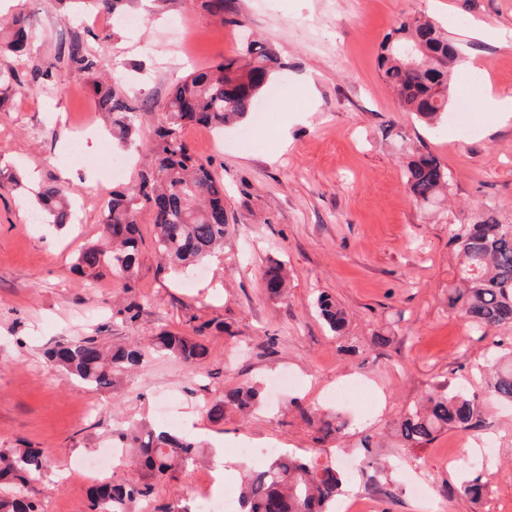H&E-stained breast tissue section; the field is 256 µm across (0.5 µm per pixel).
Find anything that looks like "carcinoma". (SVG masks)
I'll use <instances>...</instances> for the list:
<instances>
[{"instance_id": "obj_1", "label": "carcinoma", "mask_w": 512, "mask_h": 512, "mask_svg": "<svg viewBox=\"0 0 512 512\" xmlns=\"http://www.w3.org/2000/svg\"><path fill=\"white\" fill-rule=\"evenodd\" d=\"M6 49L28 55L31 35L18 17ZM66 67L96 74L98 58L74 42L63 57ZM460 63V47L445 28L422 17L398 19L386 35L378 67L382 79L397 93L403 108L431 126L448 121L451 82ZM276 47L253 40L237 54L208 69H197L179 81L162 107L165 120L147 145L152 164L138 181L112 192L103 224L105 244L93 245L77 258L75 270L88 279L101 272L131 279L139 259V216L149 211L155 226L160 266L182 269L198 264L223 247L230 224L224 208V181L198 161L183 136L188 125L213 130L252 116L260 96L284 70ZM93 90L98 109L111 116L112 130L123 141L132 139L139 107L132 104L118 78L97 79ZM405 185L417 200L429 202L448 185V172L430 152L413 155L405 169ZM42 210L58 226L70 223L68 189L58 183L37 192ZM449 239L460 255V286L448 289V307L459 312L471 331L480 336L494 328L512 327V224L492 218L476 224H456ZM270 295L286 293L287 273L280 265L266 274ZM328 329L341 334L346 314L331 298L317 300ZM207 325L195 329L196 337L162 332L145 348H104L94 336L67 339L46 352L51 366L97 389L112 386V372L147 364L156 355L169 356L192 368L206 355L200 336ZM487 390L501 404L512 405V347L492 359ZM254 387L224 391L208 409L220 419L228 407L241 412L260 405ZM481 410L477 396L463 389L434 391L410 407L397 425L403 448L431 442L448 429L478 427ZM325 438L346 426L338 415L310 420ZM122 447L133 449L132 461L145 472L137 477L102 481L89 490L91 512H130L131 505L149 502L153 480L172 476L192 465L198 443L168 427L130 423L116 431ZM48 451L17 448L0 453V512H40L28 494L44 473ZM344 484L336 462L314 454L301 457L280 452L259 469L242 473L238 512H332Z\"/></svg>"}]
</instances>
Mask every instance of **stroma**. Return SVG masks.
Returning <instances> with one entry per match:
<instances>
[{
  "label": "stroma",
  "mask_w": 512,
  "mask_h": 512,
  "mask_svg": "<svg viewBox=\"0 0 512 512\" xmlns=\"http://www.w3.org/2000/svg\"><path fill=\"white\" fill-rule=\"evenodd\" d=\"M122 11L140 24L114 29L106 11H86L78 0H0V24L21 16L31 31L29 57L0 49V71L17 72L30 88L0 89V449H47V477L31 489L41 512H89L70 463L122 423H154L160 392L199 441L201 467L241 443L303 455L325 448L342 470L346 454L356 455L344 491L369 495L376 512H422L413 482L445 512H512V409L485 395L479 375L486 353L511 344L512 331L473 336L448 307L459 268L449 226L488 217L512 224V123L492 133L482 114L468 138L430 127L403 111L377 67L394 20L422 15L447 23L449 38L476 54L484 80L512 96V0H224L220 12L201 0H125ZM228 16L237 25H225ZM179 20L197 37L178 51L169 38ZM481 24L505 30L507 44L479 40ZM248 37L272 43L288 64L270 123L246 120L220 135L185 130L193 154L224 181L231 235L223 253L195 267L194 287H182L179 275L160 268L145 218L132 281L105 273L88 286L73 266L102 234L96 195L125 187L150 163L145 145L173 85L235 54ZM75 40L97 56L101 74L122 73L127 94L145 103L127 179L105 181L99 163L102 151L126 153L117 136L103 143L75 129L98 112L89 77L57 62ZM419 150L448 170L446 195L426 203L404 181ZM53 182L69 187L76 208L63 228L32 222L25 207ZM273 260L290 273L284 299L265 288ZM322 293L347 314L342 337L317 313ZM134 302L136 319L117 315ZM200 325L207 354L196 369L158 359L116 374L106 390L68 379L45 355L63 338L124 345L164 330L190 336ZM270 336L276 345L267 354ZM378 336L385 344H375ZM350 383L358 397L329 399ZM242 384L263 388L264 403L246 417L228 410L212 420L207 404ZM443 384L478 395L481 432L451 429L401 448L398 420ZM297 400L339 414L347 428L320 441ZM87 402L98 408L89 417L81 414ZM475 478L487 486L476 504L461 489Z\"/></svg>",
  "instance_id": "obj_1"
}]
</instances>
